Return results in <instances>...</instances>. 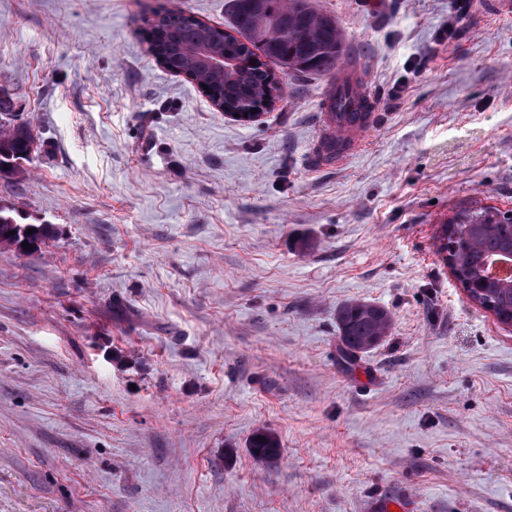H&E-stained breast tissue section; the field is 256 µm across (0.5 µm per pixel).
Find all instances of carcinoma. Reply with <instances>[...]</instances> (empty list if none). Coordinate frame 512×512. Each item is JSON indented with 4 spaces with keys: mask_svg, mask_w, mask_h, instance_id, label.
<instances>
[{
    "mask_svg": "<svg viewBox=\"0 0 512 512\" xmlns=\"http://www.w3.org/2000/svg\"><path fill=\"white\" fill-rule=\"evenodd\" d=\"M231 0L229 28L239 38L229 41L217 27L209 30L218 50L240 63L236 71L224 77L199 73L211 81L216 99L225 103L254 104L263 96L268 78V64L296 76L336 74L342 60L344 34L335 17L320 11L315 0ZM152 28L160 32L159 57L166 70L186 73L192 66L185 48L199 36V20L179 11L168 10L155 15ZM264 58L253 66L250 60ZM12 100L0 97V173H15L17 161L28 160L35 137L26 124L14 125L8 119ZM22 226L13 210L0 206V244L11 246L22 238ZM13 235H8V232ZM446 241L445 260L455 278L475 301L486 304L497 321L512 320V277L493 278L488 266L499 260L512 261V214L493 206L470 204L448 217L441 227ZM336 323L342 349L355 356L378 345L388 336L392 325L390 313L382 306L360 300L346 301L336 308ZM250 455L261 462L279 460L282 448L277 437L256 431L249 441Z\"/></svg>",
    "mask_w": 512,
    "mask_h": 512,
    "instance_id": "1",
    "label": "carcinoma"
}]
</instances>
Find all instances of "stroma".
<instances>
[{
	"mask_svg": "<svg viewBox=\"0 0 512 512\" xmlns=\"http://www.w3.org/2000/svg\"><path fill=\"white\" fill-rule=\"evenodd\" d=\"M228 2L0 0L37 142L0 205L53 228L0 245V512H512V330L437 250L453 209L512 210V16L471 0L444 41L456 0H315L377 105L323 165L331 77L241 121L150 54L156 13ZM347 300L392 316L352 358ZM249 453L258 461L274 463L281 457L282 448L273 433L267 430H257L249 441Z\"/></svg>",
	"mask_w": 512,
	"mask_h": 512,
	"instance_id": "1",
	"label": "stroma"
}]
</instances>
